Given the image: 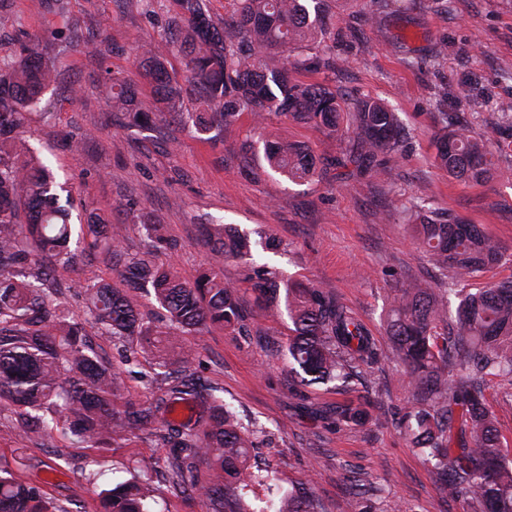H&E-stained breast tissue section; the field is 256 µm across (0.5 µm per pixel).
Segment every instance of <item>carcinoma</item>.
I'll return each mask as SVG.
<instances>
[{"instance_id": "cac0c4a2", "label": "carcinoma", "mask_w": 512, "mask_h": 512, "mask_svg": "<svg viewBox=\"0 0 512 512\" xmlns=\"http://www.w3.org/2000/svg\"><path fill=\"white\" fill-rule=\"evenodd\" d=\"M176 31L185 30L186 69L206 94L207 109L196 115L199 134L228 125L244 112L259 119L267 114L289 117L347 136L339 157L322 162L297 144L277 139L264 145L263 158L290 181H308L317 169L348 165L357 173L378 172L385 158L405 143L395 113L371 98L348 100L328 85L295 81L296 69L308 68L325 39L347 33L327 23L323 0H233L224 21L206 15L205 0H177ZM77 26L65 23L35 44L24 40L19 51L0 59V403L13 407L29 437L60 429L83 447L108 448L136 430L161 424L162 438L174 452L168 460L175 485L202 498L208 512H224L226 502L239 504L250 484L270 479L249 471L254 434L224 408L215 390L192 379L158 388L151 401L114 403L121 376L94 345L86 327L97 328L122 347H135L163 369L184 367L192 353L176 346L174 331L196 333L216 328L246 333L236 289L221 271L208 269L192 283L170 267L141 259L124 262L123 287L91 280L83 295L88 319L70 322L56 277L57 267L76 268L81 254L70 249V213L60 204L52 174L34 159L19 133L24 114L35 106L56 78L62 48L80 44ZM144 76L153 84L166 112L180 116L183 88L172 80L165 56L148 51ZM112 109L123 125L148 128L154 113L142 108L137 91L112 81ZM436 163L449 176L482 183L499 174L493 154L469 126L441 113ZM419 244L448 279V290L460 295L454 318H448L446 291L411 285L391 309L387 334L408 368L412 406L402 423L426 454L448 495L462 499L468 512H512V462L507 459L483 383L489 376L512 380V281H498L467 291L465 278L508 261L501 247L476 224H451L427 218L412 225ZM154 248H170L162 225H145ZM83 252L107 260L121 255L112 225L99 216L87 222ZM215 265L243 259L247 238L221 225L207 229ZM257 302L285 311L293 325L288 359L300 382L349 381L356 370L378 357L364 325L343 305L319 289L289 284L268 266L248 275ZM151 294L161 319L144 321L130 293ZM192 401L205 417L178 421L175 405ZM365 412L336 407V422L358 425ZM205 463L214 478L201 483L194 470ZM155 489L133 475L99 494L93 512H156ZM0 512H71L70 508L27 484L9 466L0 465ZM280 512H322L305 488L283 496Z\"/></svg>"}]
</instances>
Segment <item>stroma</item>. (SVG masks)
I'll list each match as a JSON object with an SVG mask.
<instances>
[{
  "mask_svg": "<svg viewBox=\"0 0 512 512\" xmlns=\"http://www.w3.org/2000/svg\"><path fill=\"white\" fill-rule=\"evenodd\" d=\"M66 3L62 18L47 0H5L0 7L10 22L0 28V58L15 54L18 36L46 37L66 18L99 35L98 42L61 53L60 79L27 112L20 130L31 155L66 188L73 214L105 216L118 228L126 256L173 267L187 281L210 266L205 225H233L250 241V256L223 265L225 281L237 288L248 314L249 335L204 330L185 338L195 351L188 372L221 388L238 420L259 431L251 463L269 469L274 481L252 486L245 498L250 512H269L273 500L304 481L323 512H358L352 487L361 481L378 489L372 512H465L400 423L413 389L386 320L401 289L414 282L433 287L442 279L409 223L442 213L478 225L512 256V179L466 183L434 161L439 115L454 112L500 165L512 166V113L502 110L512 104V0H419L387 20L373 18L371 0H345L335 22L351 28L350 41L321 49L335 57V70H300L295 77L384 103L397 113L407 148L390 159L389 182L330 168L297 183L263 168L261 159L244 164L242 142L252 140L260 149L285 138L324 158L343 148L335 133L283 116L258 123L248 113L212 139L188 120L160 118L150 129L113 123L112 78L134 85L144 107L155 104L141 76L145 45H163L171 76L187 85L185 57L169 27L175 0H155L149 8L142 0ZM410 198L422 212L406 220L396 208ZM156 217L175 249L158 250L148 241L143 226ZM263 265L284 280L321 288L354 312L378 348L372 369L346 385L301 384L286 357L291 321L261 311L245 278L248 268ZM58 276L77 321L86 317L78 293L89 279L120 282L117 268L97 260ZM98 343L122 374V400L149 399L154 370L144 358L125 361L107 338ZM484 396L512 454V384L487 377ZM339 404L365 410L363 424L337 426L328 412ZM171 453L161 439L141 431L101 450L73 447L58 431L31 439L11 407L0 406V463L73 507L92 505L102 488L141 462L154 468L160 512H207L202 499L172 485ZM58 456L67 464L52 468Z\"/></svg>",
  "mask_w": 512,
  "mask_h": 512,
  "instance_id": "1",
  "label": "stroma"
}]
</instances>
